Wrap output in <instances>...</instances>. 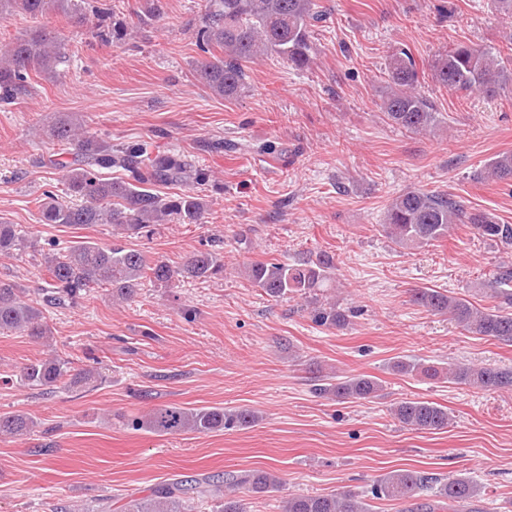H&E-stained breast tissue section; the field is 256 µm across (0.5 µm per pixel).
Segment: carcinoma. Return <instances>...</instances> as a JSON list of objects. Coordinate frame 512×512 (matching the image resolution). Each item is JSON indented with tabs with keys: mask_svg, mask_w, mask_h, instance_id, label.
<instances>
[{
	"mask_svg": "<svg viewBox=\"0 0 512 512\" xmlns=\"http://www.w3.org/2000/svg\"><path fill=\"white\" fill-rule=\"evenodd\" d=\"M98 16L95 37L120 43L127 39L130 26L102 0H0V20L25 15L32 20L52 13L65 14L79 26L87 12ZM326 9L316 0H207L196 33L197 47L207 57L195 67V78L213 94L229 99L246 88V64L275 54L288 65L301 70L311 62L313 23L325 19ZM65 59L63 39L41 25L25 30L5 50L0 51V104H9L32 93L31 75L54 74ZM386 92L382 112L393 124L421 133L437 122L433 104L418 91L416 63L407 52L392 56L387 68ZM432 79L455 92H479L494 97L512 85V57L494 55L459 42L433 65ZM49 137L63 146L50 156L48 165L65 171V195L79 199L61 200L53 191L45 192L40 219L45 224L83 227L109 224L115 234L126 238L148 237L158 224H197L208 210L199 187L224 189L213 171L200 166L179 151H157L145 143H112L92 132L84 116L67 113L49 129ZM484 178L512 180V153H503L486 166ZM189 186L182 194H163L162 187ZM452 224H469L478 234L512 245V225L500 224L480 211L465 206L444 194L409 190L389 204L383 231L396 243L415 246L448 235ZM27 247L36 248L17 232L12 224H0V259L14 256ZM49 275L39 299L26 298V290L11 279H0V334L24 332L37 339L52 335L43 310L59 306H77L96 287L111 290L113 299L132 301L143 281L167 288L183 279L207 280L224 272L218 253L199 250L177 266L164 260L150 261L146 255L118 242L101 245L82 241L61 252L43 254ZM333 257L320 252L288 265L279 262H254L246 267L249 282L267 296L281 298L290 294L316 293L331 280ZM512 269L496 274L481 284L498 304L478 308L466 299L438 290L417 289L413 301L428 311L446 315L463 330L478 335L512 341ZM312 320L319 326L342 328L348 315L336 305L312 310ZM22 377L31 387L53 390L57 386L80 389L102 378L98 364L81 369L57 357L31 362ZM448 379L484 391H512V370L507 368L456 363L448 367ZM382 385L377 378L351 375L318 388L320 394L335 399L368 400L379 395ZM402 424L416 430H444L448 411L424 400H402L391 409ZM258 419L250 408L226 410L222 407L188 408L181 404L157 405L141 417L131 419V426L158 436L179 435L192 431L209 433L246 428ZM38 422L24 413H0V436L20 437L35 432ZM279 478L270 471H230L192 481L163 482L151 494L132 499L124 512H187L193 495L204 496L213 490H226L214 512H247L236 492L252 493L278 490ZM446 500L460 512L478 494V485L465 475L439 480L417 471H392L371 489L377 500L416 502L421 496ZM283 512H371L359 495L347 493L290 495L283 502Z\"/></svg>",
	"mask_w": 512,
	"mask_h": 512,
	"instance_id": "cac0c4a2",
	"label": "carcinoma"
}]
</instances>
